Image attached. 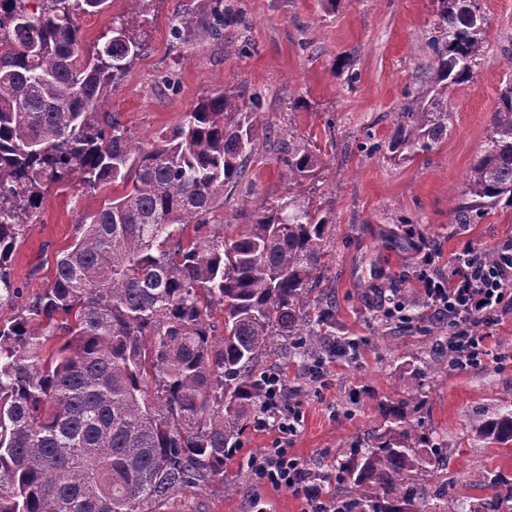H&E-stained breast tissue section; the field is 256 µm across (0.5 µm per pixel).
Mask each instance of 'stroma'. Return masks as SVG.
<instances>
[{
	"instance_id": "obj_1",
	"label": "stroma",
	"mask_w": 512,
	"mask_h": 512,
	"mask_svg": "<svg viewBox=\"0 0 512 512\" xmlns=\"http://www.w3.org/2000/svg\"><path fill=\"white\" fill-rule=\"evenodd\" d=\"M193 0H142L136 32L140 56L105 111L130 133L150 142L179 123L204 95L224 90L242 98L260 94L261 120L272 129L237 184L224 193L220 216L187 236H231L259 204L287 196L283 160L289 141L306 142L322 158L319 176L297 187L313 205L335 212L333 261L324 285L336 298L333 335L356 341L357 355L330 363L326 385L310 381L306 361L279 352L263 357L260 371L283 373L295 387L303 420L288 446L312 472L332 477L339 449L362 443L383 421L387 401L405 395L412 369L422 379L425 428L448 447L444 461L466 504L482 512L488 491L470 483L475 472L512 482V447L487 448L470 438L471 416L512 404V360L457 368L448 365L447 322L423 315L413 326L380 317L381 291L413 293L422 251L442 260L468 246L498 249L512 240V205L499 203L463 220L457 210L474 157L483 149L501 88L512 79V0H472L481 17L484 52L473 82L449 87L441 98L448 135L434 150L391 159L388 142L408 103L415 77L429 69L437 34L436 0H241L243 24L235 42L189 32L173 43L170 21ZM177 75L175 89L158 87L161 73ZM104 191L75 183L52 187L27 225L13 259L20 298L0 306V322L17 316L51 279L75 228L95 212ZM275 432L246 428L227 469L232 491L210 482L177 493L164 512H304L302 496L288 487L252 482L250 457L272 447Z\"/></svg>"
}]
</instances>
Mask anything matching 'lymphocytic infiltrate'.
Masks as SVG:
<instances>
[{
  "mask_svg": "<svg viewBox=\"0 0 512 512\" xmlns=\"http://www.w3.org/2000/svg\"><path fill=\"white\" fill-rule=\"evenodd\" d=\"M420 276L422 298L433 318L448 321L449 352L459 354L461 365L484 361L486 340L512 303V241L504 243L497 259L484 260L479 249L468 247L437 271L434 254H423ZM302 413L286 379L280 372L261 376L260 406L253 417L259 432L275 431L277 439L262 455L249 458L252 481L261 486L293 488L307 501L309 512H340L336 502L315 485L312 473L288 449V439L297 431Z\"/></svg>",
  "mask_w": 512,
  "mask_h": 512,
  "instance_id": "1",
  "label": "lymphocytic infiltrate"
}]
</instances>
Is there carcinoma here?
I'll return each mask as SVG.
<instances>
[{"mask_svg": "<svg viewBox=\"0 0 512 512\" xmlns=\"http://www.w3.org/2000/svg\"><path fill=\"white\" fill-rule=\"evenodd\" d=\"M109 0H0V304L22 294L12 257L49 188H120L77 225L73 244L24 312L0 323V512H161L178 492L224 480L260 399L255 366L284 346L324 344L336 300L322 287L331 210L295 196L254 209L235 238L184 239L218 224L224 189L267 137L258 96L198 99L145 143L101 111L142 51L120 23L94 50L78 20ZM437 59L399 113L391 158L429 152L448 135L437 94L469 82L480 23L439 0ZM224 0H196L170 35L197 27L216 41L241 25ZM309 144L288 143V181L318 175ZM512 205V85L500 93L458 209ZM224 311L222 336L211 312ZM385 406L370 448L339 452L336 500L348 512H462L441 475L444 445L411 414ZM474 437L512 444V407L468 421Z\"/></svg>", "mask_w": 512, "mask_h": 512, "instance_id": "carcinoma-1", "label": "carcinoma"}]
</instances>
